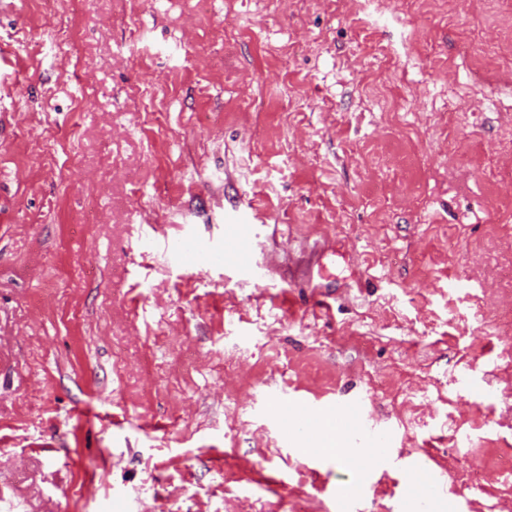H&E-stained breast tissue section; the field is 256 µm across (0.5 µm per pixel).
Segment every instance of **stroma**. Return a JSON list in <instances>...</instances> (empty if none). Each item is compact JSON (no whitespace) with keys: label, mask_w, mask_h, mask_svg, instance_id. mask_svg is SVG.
Wrapping results in <instances>:
<instances>
[{"label":"stroma","mask_w":512,"mask_h":512,"mask_svg":"<svg viewBox=\"0 0 512 512\" xmlns=\"http://www.w3.org/2000/svg\"><path fill=\"white\" fill-rule=\"evenodd\" d=\"M509 32L504 0H0V512H417L419 462L432 512H512ZM298 398L362 404L386 461L284 429Z\"/></svg>","instance_id":"1"}]
</instances>
